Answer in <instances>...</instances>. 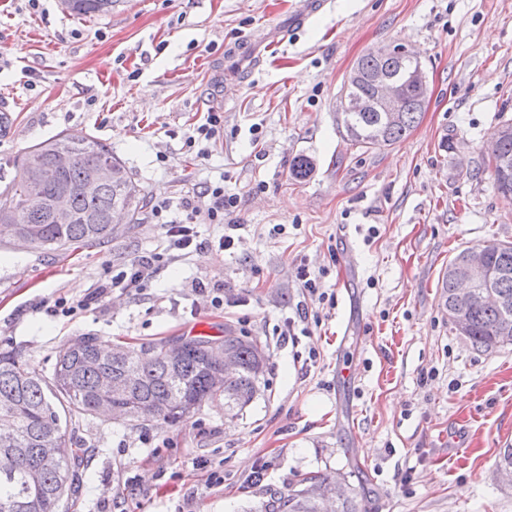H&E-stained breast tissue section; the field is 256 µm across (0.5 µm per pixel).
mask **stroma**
Masks as SVG:
<instances>
[{
    "instance_id": "1",
    "label": "stroma",
    "mask_w": 512,
    "mask_h": 512,
    "mask_svg": "<svg viewBox=\"0 0 512 512\" xmlns=\"http://www.w3.org/2000/svg\"><path fill=\"white\" fill-rule=\"evenodd\" d=\"M291 18L282 0H114L93 17L0 0V191L29 147L66 132L107 145L148 199L177 205L218 182L241 198L223 224L197 225L209 250L71 319L51 314L55 299H84L161 246L151 211L98 247L0 243V350L47 376L84 336L128 345L229 326L268 357L237 414L214 400L177 424L73 417L86 462L63 512H260L312 475L344 478L361 512H512L498 466L512 345L472 349L441 299L457 252L512 242V195L488 167L512 121V0H327L303 28ZM388 45L419 55L428 98L405 138L361 149L337 119L342 87ZM211 112L224 134L201 158L184 139ZM301 155L313 170L297 180Z\"/></svg>"
}]
</instances>
